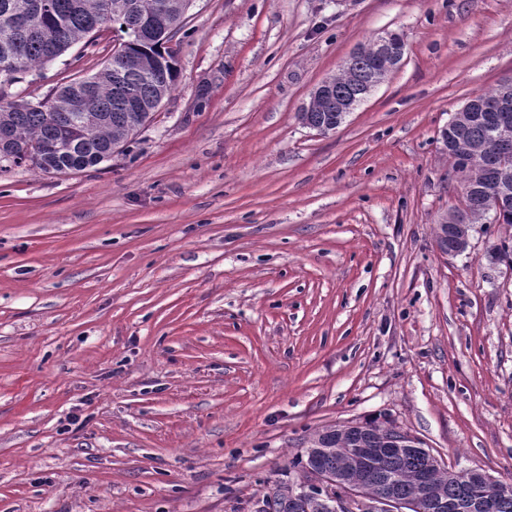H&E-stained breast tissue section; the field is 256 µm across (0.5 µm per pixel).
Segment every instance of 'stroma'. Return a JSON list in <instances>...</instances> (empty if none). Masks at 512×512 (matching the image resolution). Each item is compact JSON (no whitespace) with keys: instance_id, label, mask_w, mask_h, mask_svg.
<instances>
[{"instance_id":"obj_1","label":"stroma","mask_w":512,"mask_h":512,"mask_svg":"<svg viewBox=\"0 0 512 512\" xmlns=\"http://www.w3.org/2000/svg\"><path fill=\"white\" fill-rule=\"evenodd\" d=\"M386 32L398 67L303 126ZM171 47L175 90L111 158L0 171V512H252L312 433L371 418L512 482V225L435 240L463 205L440 132L512 78V0H193ZM381 40H386L392 46V54L385 59L386 65L379 63ZM404 42L394 33H386L371 40L366 47L356 50L342 62L340 69H349L326 79L318 84L311 92L310 100L324 95L331 85L330 93L303 107L301 120L307 127L317 130L320 134L336 129L340 121L341 106L345 102H361L374 88L375 83H383L387 75L401 62L404 55ZM309 100V102H310ZM309 109V110H308ZM308 111V112H307ZM312 126L316 127L313 128ZM320 128V129H318ZM449 223V224H448ZM448 223L441 222L436 229L437 245L443 254L448 253L455 249L458 238L465 234L467 229L459 224L465 226L470 225L468 219L461 214H455ZM469 246V232L460 239L458 248L452 251L451 254H459L464 252Z\"/></svg>"}]
</instances>
